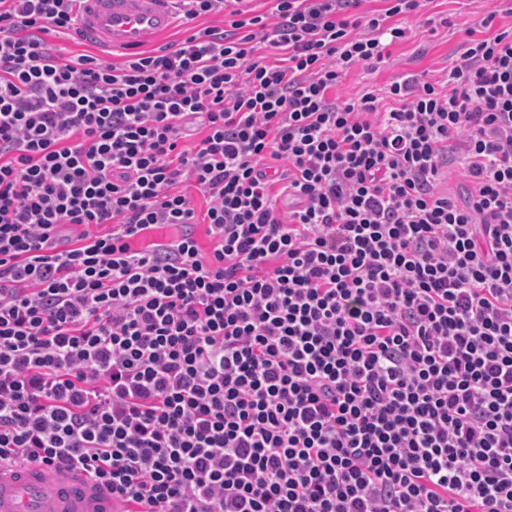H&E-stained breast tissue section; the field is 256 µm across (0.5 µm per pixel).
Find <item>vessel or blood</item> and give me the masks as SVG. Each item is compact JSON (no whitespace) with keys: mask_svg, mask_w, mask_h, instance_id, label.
<instances>
[{"mask_svg":"<svg viewBox=\"0 0 512 512\" xmlns=\"http://www.w3.org/2000/svg\"><path fill=\"white\" fill-rule=\"evenodd\" d=\"M172 0H79L83 38L112 49L135 50L168 33ZM121 500L95 490L80 474L59 475L31 463L0 473V512H124Z\"/></svg>","mask_w":512,"mask_h":512,"instance_id":"obj_1","label":"vessel or blood"}]
</instances>
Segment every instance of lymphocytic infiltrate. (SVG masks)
Returning <instances> with one entry per match:
<instances>
[{"label": "lymphocytic infiltrate", "mask_w": 512, "mask_h": 512, "mask_svg": "<svg viewBox=\"0 0 512 512\" xmlns=\"http://www.w3.org/2000/svg\"><path fill=\"white\" fill-rule=\"evenodd\" d=\"M271 2L176 0L115 64L53 44L76 0H0V468L126 512H512V5L446 82L342 98L424 0Z\"/></svg>", "instance_id": "1"}]
</instances>
